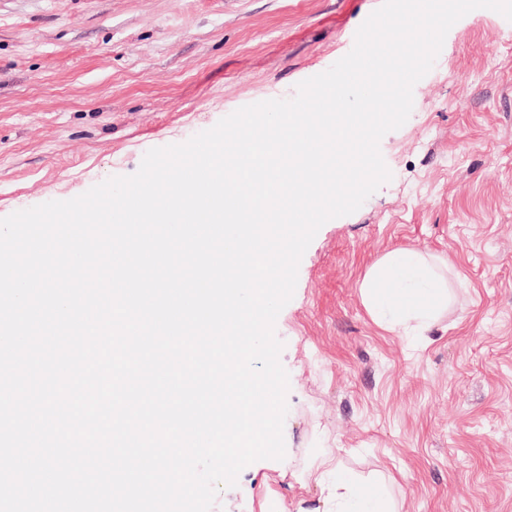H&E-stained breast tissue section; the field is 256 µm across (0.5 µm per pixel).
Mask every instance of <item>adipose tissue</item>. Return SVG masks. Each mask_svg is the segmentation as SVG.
Segmentation results:
<instances>
[{"instance_id": "ef3b65f1", "label": "adipose tissue", "mask_w": 512, "mask_h": 512, "mask_svg": "<svg viewBox=\"0 0 512 512\" xmlns=\"http://www.w3.org/2000/svg\"><path fill=\"white\" fill-rule=\"evenodd\" d=\"M362 296L376 318L396 327L410 321H431L446 306L448 289L424 255L396 250L367 274ZM320 466L316 481L328 489L336 512H376L380 490L356 481L331 456H324Z\"/></svg>"}]
</instances>
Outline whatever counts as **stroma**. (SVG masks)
Here are the masks:
<instances>
[{"label": "stroma", "mask_w": 512, "mask_h": 512, "mask_svg": "<svg viewBox=\"0 0 512 512\" xmlns=\"http://www.w3.org/2000/svg\"><path fill=\"white\" fill-rule=\"evenodd\" d=\"M381 2L0 0V218L294 97ZM380 152L391 180L319 229L275 322L285 457L247 466L211 512H324L307 477L323 452L398 512H512V21H457ZM397 248L450 264L430 325L391 330L363 303Z\"/></svg>", "instance_id": "obj_1"}]
</instances>
